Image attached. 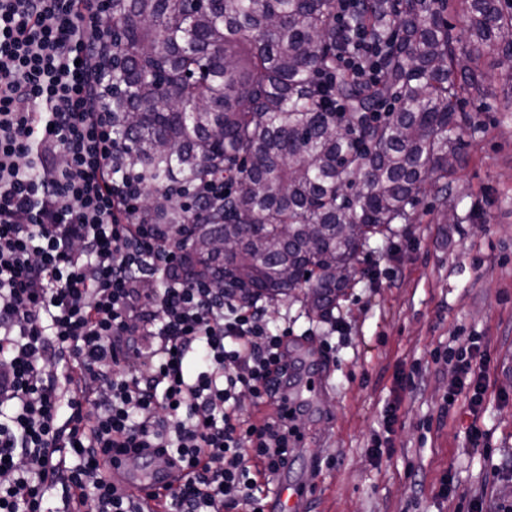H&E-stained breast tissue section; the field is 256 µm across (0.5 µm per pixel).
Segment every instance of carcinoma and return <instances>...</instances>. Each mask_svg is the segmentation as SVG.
Returning a JSON list of instances; mask_svg holds the SVG:
<instances>
[{"label": "carcinoma", "mask_w": 512, "mask_h": 512, "mask_svg": "<svg viewBox=\"0 0 512 512\" xmlns=\"http://www.w3.org/2000/svg\"><path fill=\"white\" fill-rule=\"evenodd\" d=\"M448 2L356 0L338 28L336 0H112L98 58L121 144L112 170L142 182L162 236L190 225L187 279L243 305L300 291L325 319L426 183L448 200L464 137L480 132L460 111L485 84L480 58L495 54L512 82V0H465L459 30ZM357 35L377 82L338 67ZM220 178L230 193L203 207L179 196ZM218 237L235 252H216Z\"/></svg>", "instance_id": "1"}]
</instances>
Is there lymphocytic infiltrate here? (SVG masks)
I'll return each mask as SVG.
<instances>
[{
  "instance_id": "1",
  "label": "lymphocytic infiltrate",
  "mask_w": 512,
  "mask_h": 512,
  "mask_svg": "<svg viewBox=\"0 0 512 512\" xmlns=\"http://www.w3.org/2000/svg\"><path fill=\"white\" fill-rule=\"evenodd\" d=\"M109 0H0V512H47L56 449L79 512H134L113 469L166 462L162 512H263L296 432L281 408L287 332L261 306L186 282L178 245L142 232L95 93ZM475 345L449 351L480 406ZM275 406L263 424L240 392Z\"/></svg>"
}]
</instances>
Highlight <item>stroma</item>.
Instances as JSON below:
<instances>
[{"label": "stroma", "instance_id": "35a3bbf8", "mask_svg": "<svg viewBox=\"0 0 512 512\" xmlns=\"http://www.w3.org/2000/svg\"><path fill=\"white\" fill-rule=\"evenodd\" d=\"M482 66L484 89L465 106L480 132L447 200L425 185L413 221L371 239L330 319L302 299L265 308L270 328L288 326L292 361L315 354L303 363L317 388L283 474L304 489V512H486L512 499L511 86L494 55ZM471 340L490 358L474 415L467 395L449 400L455 373L441 357ZM474 426L483 447L470 443Z\"/></svg>", "mask_w": 512, "mask_h": 512}]
</instances>
